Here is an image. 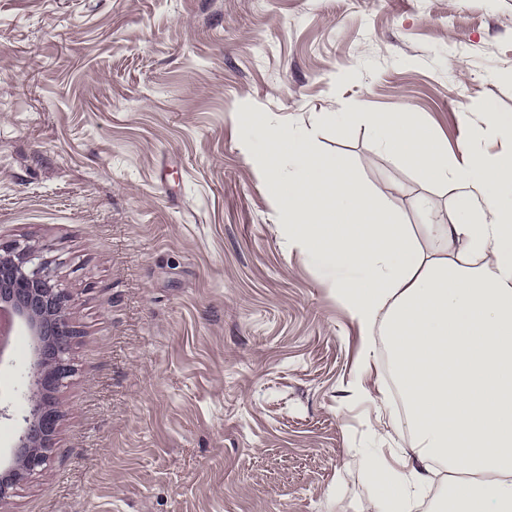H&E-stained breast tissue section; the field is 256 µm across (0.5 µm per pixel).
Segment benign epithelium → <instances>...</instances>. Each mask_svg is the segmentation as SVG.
I'll return each mask as SVG.
<instances>
[{
	"mask_svg": "<svg viewBox=\"0 0 512 512\" xmlns=\"http://www.w3.org/2000/svg\"><path fill=\"white\" fill-rule=\"evenodd\" d=\"M70 293L59 287L52 262L17 242H0V356L13 327H24L33 358L22 392L28 410L13 451L14 464L0 471V506L47 466L56 448L62 412L57 393L74 373L76 330L68 318Z\"/></svg>",
	"mask_w": 512,
	"mask_h": 512,
	"instance_id": "1",
	"label": "benign epithelium"
}]
</instances>
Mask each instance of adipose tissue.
<instances>
[{
	"label": "adipose tissue",
	"mask_w": 512,
	"mask_h": 512,
	"mask_svg": "<svg viewBox=\"0 0 512 512\" xmlns=\"http://www.w3.org/2000/svg\"><path fill=\"white\" fill-rule=\"evenodd\" d=\"M376 149L454 193L455 218L433 219L428 196L405 224L357 178L342 153L308 132L257 119L248 161L265 179L289 247L331 279L361 337L352 399L375 405L386 437L410 435L401 465L376 454L372 512H409L447 472L437 512H512V114L486 110L448 154L413 110L366 112ZM495 135L506 152L484 151ZM385 339L394 388L373 380Z\"/></svg>",
	"instance_id": "obj_1"
}]
</instances>
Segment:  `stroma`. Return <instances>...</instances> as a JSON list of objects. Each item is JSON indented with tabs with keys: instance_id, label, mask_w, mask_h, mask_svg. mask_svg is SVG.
<instances>
[{
	"instance_id": "obj_1",
	"label": "stroma",
	"mask_w": 512,
	"mask_h": 512,
	"mask_svg": "<svg viewBox=\"0 0 512 512\" xmlns=\"http://www.w3.org/2000/svg\"><path fill=\"white\" fill-rule=\"evenodd\" d=\"M407 104L452 153L512 113V0H0V240L54 260L78 331L10 512H367L358 331L241 141L255 112L304 127L406 223L425 193L450 222L359 118ZM30 357L18 332L0 359L5 456Z\"/></svg>"
}]
</instances>
